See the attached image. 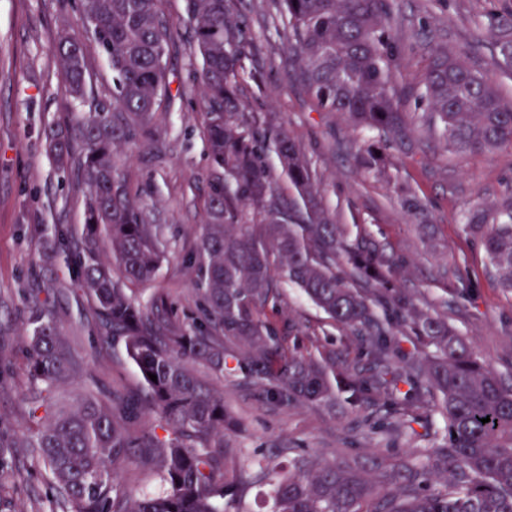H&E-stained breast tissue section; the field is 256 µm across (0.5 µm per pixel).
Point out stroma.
Returning <instances> with one entry per match:
<instances>
[{"label":"stroma","mask_w":512,"mask_h":512,"mask_svg":"<svg viewBox=\"0 0 512 512\" xmlns=\"http://www.w3.org/2000/svg\"><path fill=\"white\" fill-rule=\"evenodd\" d=\"M77 0H0V337L20 347L27 317L25 297L55 279L60 292L54 309L63 334L89 371L59 389L66 406H75L93 379L112 383L131 398L143 397L141 379L120 343H94L91 307L73 292L72 274L51 258L43 242L58 224L83 223L84 185L80 170H58L47 153L46 130L67 124L90 105H112V69L93 41H86L88 102L70 97L56 58L61 34L84 28ZM251 46L243 61L241 99L251 116L279 113L291 137L310 158L325 214L336 224H363L366 248L393 263L395 281L405 294L428 304L472 340L477 357L512 382V293L501 288L482 248L462 231L460 214L475 200L501 202L512 187V148L476 156L444 153L439 134L421 120L422 105L409 97L429 62L428 47L446 46L473 68L488 73L512 102V72L493 63L494 45L484 25L489 17H512V0H397L392 35L402 50L396 83L402 108L412 117L419 144L394 157L399 179L425 203L431 227L421 232L399 204L392 184L360 171L353 158L362 133L339 114L316 111L297 69L285 59L279 0H232ZM162 11L176 33L169 48L170 98L161 114L160 142L125 145L120 157L130 191L144 221L175 228L176 237L155 282L168 289L186 313H194L196 275L191 249L198 239L209 191L206 141L198 115L200 86L190 77L200 60L193 50L186 0H163ZM459 285L446 295L443 287ZM285 346L310 350L321 344L335 350L336 365L366 371L361 337L336 326L297 288L285 286L272 317ZM7 382L0 390V436L22 440L20 399L26 391L18 367L0 366ZM226 406L245 424L228 438L238 448L239 465L254 459L305 454L328 462L356 457L366 475L378 464L408 459L414 448L442 429L440 418H419L402 431L371 433L402 416L381 397L358 407L317 404L284 406L251 385L224 383ZM0 512H49L57 492L45 471L27 482L5 479Z\"/></svg>","instance_id":"1"}]
</instances>
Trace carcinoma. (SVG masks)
I'll return each instance as SVG.
<instances>
[{"label": "carcinoma", "instance_id": "cac0c4a2", "mask_svg": "<svg viewBox=\"0 0 512 512\" xmlns=\"http://www.w3.org/2000/svg\"><path fill=\"white\" fill-rule=\"evenodd\" d=\"M83 25L112 67V111L92 109L56 128L48 150L81 170L86 191L79 232L56 230L52 252L77 250L79 279L95 315L96 339L120 341L146 391L144 411L166 435L131 426L126 394L103 382L79 407L60 408L53 391L77 374L69 341L48 300L34 299L25 328L23 426L33 432V468L63 495L62 512H239L256 484L269 486L270 512H512V386L483 364L447 321L397 292L389 258L350 239L318 203L311 161L269 113L271 148L295 191L283 200L261 161L257 121L238 94L247 33L231 0H188L202 86L199 112L211 171L204 224L196 247L198 314L180 313L166 290L143 302L139 286L157 277L173 236L147 224L116 161L121 141L155 144L157 115L168 91L167 54L174 30L159 0H77ZM288 59L298 64L318 109L337 112L376 133L356 159L389 180L394 149L413 141L400 106V52L390 29V0H280ZM502 65L512 68V19H492ZM415 91L422 119L441 131L452 155L512 148V105L485 73L441 45ZM57 58L69 94L86 98V52L63 36ZM398 193L411 212L422 205L406 184ZM464 233L484 250L500 285L512 293V193L498 208L476 201L462 213ZM300 288L339 326L365 337L370 376L336 370L327 349L293 352L261 317L276 309L282 282ZM409 325L420 357L396 358L394 336ZM157 376L152 381L149 374ZM264 388L294 403L358 405L376 390L413 419L433 404L444 421L439 443L413 452L415 462L384 467L375 477L359 462L297 455L280 472L270 462L235 465L241 449L224 439L242 423L224 404V378ZM490 417V422L481 419ZM152 472L153 494L122 484L128 465ZM432 480L445 482L438 492Z\"/></svg>", "mask_w": 512, "mask_h": 512}]
</instances>
